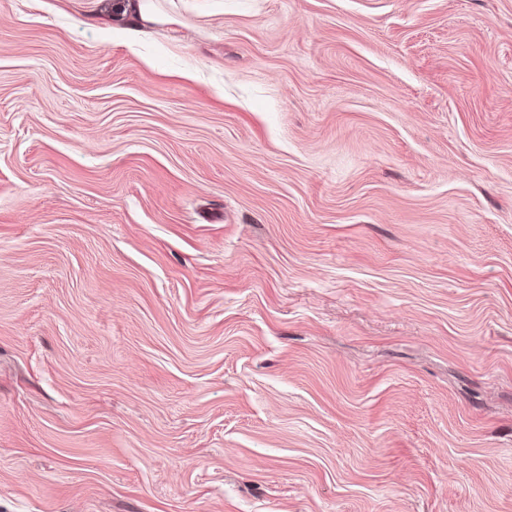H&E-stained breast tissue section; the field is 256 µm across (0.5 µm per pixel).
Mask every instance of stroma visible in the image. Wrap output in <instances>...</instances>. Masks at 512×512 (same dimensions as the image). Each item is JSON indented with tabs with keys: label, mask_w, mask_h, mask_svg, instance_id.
Returning <instances> with one entry per match:
<instances>
[{
	"label": "stroma",
	"mask_w": 512,
	"mask_h": 512,
	"mask_svg": "<svg viewBox=\"0 0 512 512\" xmlns=\"http://www.w3.org/2000/svg\"><path fill=\"white\" fill-rule=\"evenodd\" d=\"M0 0V512H512V0Z\"/></svg>",
	"instance_id": "35a3bbf8"
}]
</instances>
